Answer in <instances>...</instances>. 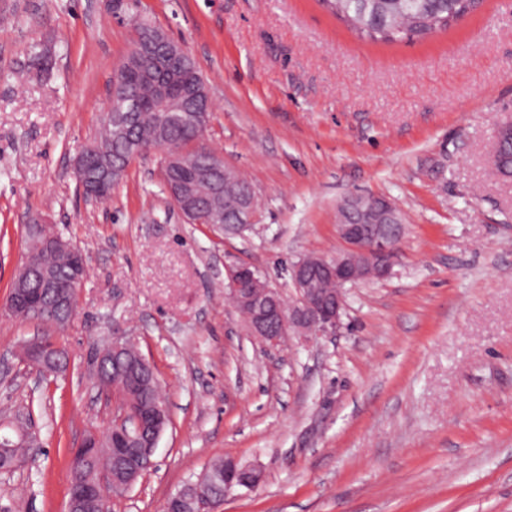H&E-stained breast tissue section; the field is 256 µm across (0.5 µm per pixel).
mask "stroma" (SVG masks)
I'll return each mask as SVG.
<instances>
[{
    "instance_id": "1",
    "label": "stroma",
    "mask_w": 512,
    "mask_h": 512,
    "mask_svg": "<svg viewBox=\"0 0 512 512\" xmlns=\"http://www.w3.org/2000/svg\"><path fill=\"white\" fill-rule=\"evenodd\" d=\"M136 19L180 43L210 90L202 143L258 200L242 234L187 223L156 152L107 202L78 187ZM509 124L512 0L391 44L318 0H0V418L29 415L39 439L0 473V512H65L73 450L109 416L94 352L125 333L172 425L112 512H161L225 456L264 478L219 512H512V179L492 166ZM352 194L404 218L390 275L346 288L336 335L268 349L228 298L229 267L294 301L288 266L341 249ZM35 215L87 268L57 333L68 367L46 380L19 355L36 324L4 307Z\"/></svg>"
}]
</instances>
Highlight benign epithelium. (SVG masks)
Here are the masks:
<instances>
[{"label": "benign epithelium", "instance_id": "obj_1", "mask_svg": "<svg viewBox=\"0 0 512 512\" xmlns=\"http://www.w3.org/2000/svg\"><path fill=\"white\" fill-rule=\"evenodd\" d=\"M143 49L161 60H178L180 67L161 75L137 70L135 81L146 87L147 96L132 98L126 94L130 58H125L116 69L112 81V101L117 103L115 111L194 112L202 123H207L213 110V101L207 86L184 82L185 74L194 64L191 56L161 30L147 37L144 43L137 44L131 54ZM96 148L97 142L88 143L75 161L80 187L93 196L110 188V183L104 180L98 182L92 190L86 187V154L94 152ZM165 160L171 172L166 190L176 201L182 214H190L196 209L199 189L203 185L209 188L212 207H219L224 172L230 170L222 157H216L210 169L201 173L189 170L181 156H167ZM342 207L348 215L375 213L373 223L336 225V234L343 243V248L335 256L317 259L314 267L302 261L294 263L291 267V279L296 289L294 302L285 304L277 289L258 284L248 263L236 264L228 270L230 296L236 303L253 310L254 316L249 323V329L267 347L280 346L285 336L290 333L305 341L336 335L341 325L346 286L382 280L389 276L399 243L405 234V228L399 224L396 214L377 212L371 197L358 194L344 199ZM31 222L35 224L38 232L37 251L26 259L23 270H38L40 287L27 286L25 276H20L18 288L12 294L6 309L21 319L60 328L76 311V288L86 275L84 260L70 242L54 232L48 219L34 217ZM57 255L69 257L72 267V289L69 291L56 289L55 275L49 260ZM323 279L335 282L336 287H320ZM129 341L127 336L113 338L110 343L97 350L96 365L100 367L112 360L113 356L123 353ZM64 353L58 339L48 334L34 336L21 346L23 361L41 375L63 372L58 357ZM136 372L137 367L133 366L124 381L111 384L108 392L111 410L105 432L89 429L81 444L74 450L77 468H82L85 463L88 467L80 477L73 479L65 512H81L91 499L99 502L100 512H106L111 504L112 470L105 467V463L112 458L114 425L120 426L128 421L138 427L141 423V414L131 394L132 379ZM157 444L158 441L154 440L137 449L132 456H117L118 468L128 476V480L118 486L119 492H126L140 474L153 466ZM232 464L235 474L224 479L223 492L215 495L204 485L191 483L165 500L163 512H187L192 503L200 498L222 502L224 497L239 488L253 489L259 485V469L241 465L235 459Z\"/></svg>", "mask_w": 512, "mask_h": 512}]
</instances>
